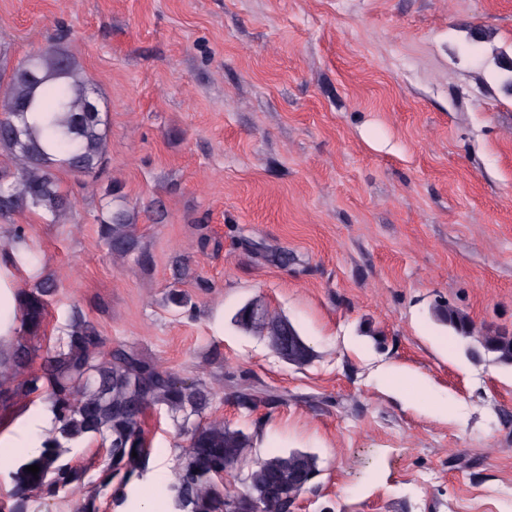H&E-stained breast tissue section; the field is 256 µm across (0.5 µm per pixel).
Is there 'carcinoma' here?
Instances as JSON below:
<instances>
[{
  "label": "carcinoma",
  "instance_id": "carcinoma-1",
  "mask_svg": "<svg viewBox=\"0 0 512 512\" xmlns=\"http://www.w3.org/2000/svg\"><path fill=\"white\" fill-rule=\"evenodd\" d=\"M0 150L14 164L15 172L0 174V216L6 218L25 209H39L56 219L72 207L61 190L57 172L90 176L101 166L109 139L107 113L91 110L95 97L89 80L65 49L55 47L27 56L7 70L0 66ZM41 97L35 98L36 90ZM35 109L49 113L46 142L57 153L51 157L39 135L20 126L24 113ZM134 216L124 204L108 201L98 221L101 238L109 252L125 256L135 250ZM57 282L47 277L18 301L22 335L15 337L12 355L0 361V399L21 393L44 394L51 400L54 421L51 436L42 442L39 454L9 473L15 494L0 512H29V495L40 492L56 497L81 480L82 472L65 458L69 448L85 438L106 448L108 463L99 486L117 483L124 488L143 476L151 449L141 426L146 410L181 412L185 418L201 414L209 405V392L198 383H188L146 360L133 348L112 349L106 340L80 316H75L58 345L48 353L42 374L24 378L28 364L26 337H36L44 322L49 298ZM437 318L456 335L473 340V357L492 354L512 365V333L487 330L473 333V324L463 312L441 309ZM236 325L257 330L268 338L281 358L305 365L311 348L285 317L273 315L257 303H247L234 316ZM237 403L250 408L259 401H284L281 395L242 386ZM189 445L167 484L169 506L175 512H287L302 483L318 473L316 458L302 451L271 454L249 466L241 486L224 483L246 461L250 439L213 421L188 432ZM137 456H132V453ZM39 466L37 475L26 470Z\"/></svg>",
  "mask_w": 512,
  "mask_h": 512
}]
</instances>
